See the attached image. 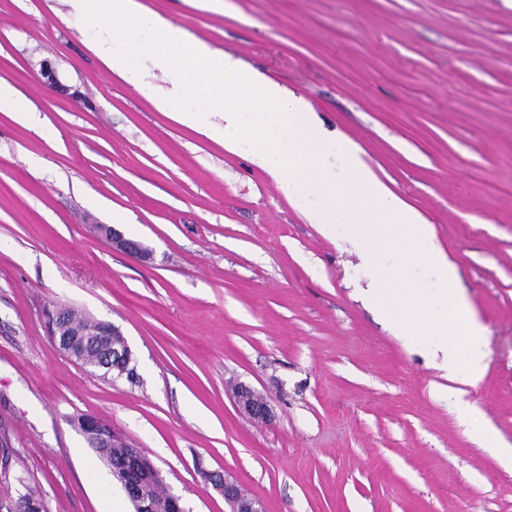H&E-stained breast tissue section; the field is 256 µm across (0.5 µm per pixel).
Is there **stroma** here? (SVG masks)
Masks as SVG:
<instances>
[{"label":"stroma","instance_id":"35a3bbf8","mask_svg":"<svg viewBox=\"0 0 512 512\" xmlns=\"http://www.w3.org/2000/svg\"><path fill=\"white\" fill-rule=\"evenodd\" d=\"M142 2L303 96L432 225L486 328L463 399L512 448V0ZM92 38L66 0H0V79L35 109H0V505L133 512L73 423L92 415L188 512H225L204 477L224 470L266 512H512V467L359 299L366 243L156 111ZM116 210L150 258L91 233ZM59 306L117 327L137 382L67 357ZM238 382L270 421L239 413Z\"/></svg>","mask_w":512,"mask_h":512}]
</instances>
